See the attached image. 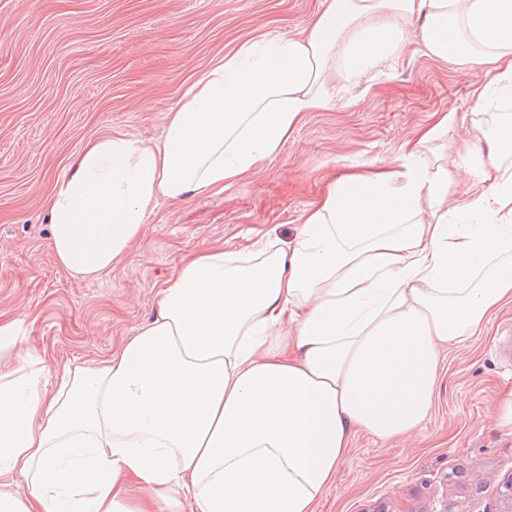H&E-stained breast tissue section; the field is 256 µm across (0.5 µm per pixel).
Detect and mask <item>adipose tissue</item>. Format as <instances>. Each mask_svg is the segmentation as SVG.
<instances>
[{
    "instance_id": "ef3b65f1",
    "label": "adipose tissue",
    "mask_w": 512,
    "mask_h": 512,
    "mask_svg": "<svg viewBox=\"0 0 512 512\" xmlns=\"http://www.w3.org/2000/svg\"><path fill=\"white\" fill-rule=\"evenodd\" d=\"M412 44L512 95V0H321L303 32L259 34L201 72L161 143L84 145L48 194L58 265L99 278L158 196L223 192L337 84ZM456 122L441 113L399 164L340 175L292 238L186 260L155 318L53 394L43 365L17 362L23 319L0 318V473L27 489L0 492V512H313L354 431H419L440 348L512 301V114L478 143L449 140ZM437 141L447 156L427 157Z\"/></svg>"
}]
</instances>
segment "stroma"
Masks as SVG:
<instances>
[{"label": "stroma", "instance_id": "1", "mask_svg": "<svg viewBox=\"0 0 512 512\" xmlns=\"http://www.w3.org/2000/svg\"><path fill=\"white\" fill-rule=\"evenodd\" d=\"M318 9L319 0H0V317L25 316L20 352L45 359L47 391L64 368L95 365L133 338L183 259L269 231L294 235L330 182L396 161L435 113L466 114L453 138L488 122L480 68L403 55L368 88L307 113L278 156L224 193L159 199L112 271L68 276L49 247L45 196L71 155L107 133L159 140L167 113L219 54L263 32H301ZM511 394L512 304L441 350L418 434H353L315 512H501L512 433L498 406Z\"/></svg>", "mask_w": 512, "mask_h": 512}]
</instances>
